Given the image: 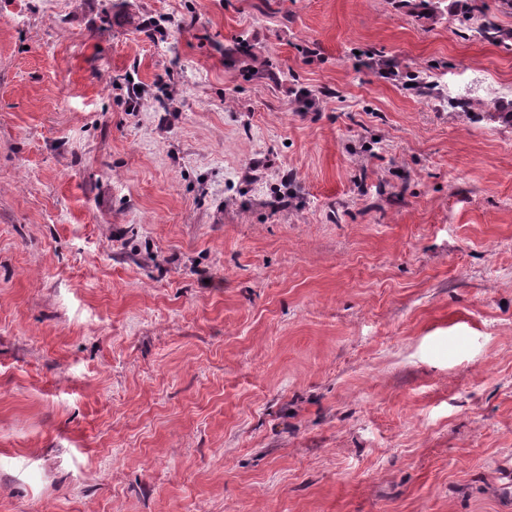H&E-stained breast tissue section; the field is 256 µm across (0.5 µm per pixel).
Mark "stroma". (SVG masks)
Here are the masks:
<instances>
[{
	"instance_id": "1",
	"label": "stroma",
	"mask_w": 512,
	"mask_h": 512,
	"mask_svg": "<svg viewBox=\"0 0 512 512\" xmlns=\"http://www.w3.org/2000/svg\"><path fill=\"white\" fill-rule=\"evenodd\" d=\"M476 26L0 0V512H512V38Z\"/></svg>"
}]
</instances>
